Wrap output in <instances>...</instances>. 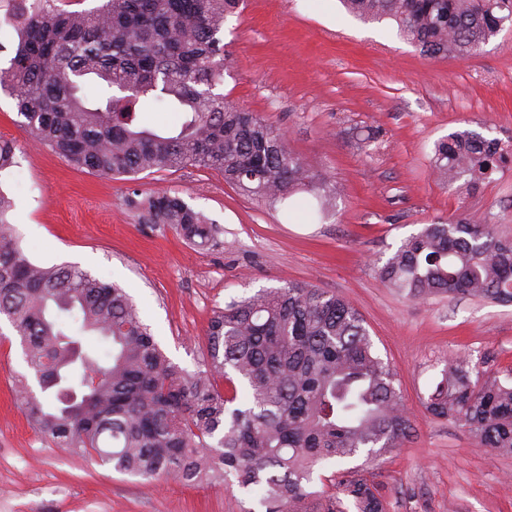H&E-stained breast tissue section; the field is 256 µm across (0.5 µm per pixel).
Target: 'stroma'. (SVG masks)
I'll list each match as a JSON object with an SVG mask.
<instances>
[{"label":"stroma","instance_id":"obj_1","mask_svg":"<svg viewBox=\"0 0 512 512\" xmlns=\"http://www.w3.org/2000/svg\"><path fill=\"white\" fill-rule=\"evenodd\" d=\"M231 67L224 93L281 133L289 150L342 184L329 219L244 195L198 166L138 176L77 169L30 139L0 94V138L16 166L0 173L26 254L72 265L125 288L169 359L205 370L206 330L231 300L286 281L347 299L397 374L413 431L371 479L386 512H512V455L477 447L423 406L451 355L493 354L512 368V304L468 297L408 300L378 277L400 243L460 214L512 237V163L477 187L438 181L430 159L449 132L480 122L512 153V25L476 55L428 58L394 22H365L339 0H244L224 24ZM375 140L363 145L361 133ZM176 195L219 230L201 250L135 203ZM19 339L0 321V512H253L256 498L227 485L150 482L45 441L15 404L24 372Z\"/></svg>","mask_w":512,"mask_h":512}]
</instances>
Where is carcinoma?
<instances>
[{"label": "carcinoma", "instance_id": "cac0c4a2", "mask_svg": "<svg viewBox=\"0 0 512 512\" xmlns=\"http://www.w3.org/2000/svg\"><path fill=\"white\" fill-rule=\"evenodd\" d=\"M365 20H392L431 57L463 58L496 37L512 0H341ZM241 0H101L72 12L56 0H0V25L17 41L0 67V92L22 127L78 168L136 176L202 166L271 203L300 193L326 218L339 194L317 166L286 147L257 114L218 91L220 34ZM171 112L167 129L146 115ZM498 142L470 131L439 139L436 176L472 187L504 160ZM15 146L0 139V172ZM0 193V318L11 324L27 373L17 406L42 436L123 475L224 484L259 497L264 512H386L366 466L411 436L395 372L377 353L360 313L343 297L288 281L232 300L208 326V369L173 363L130 295L73 266H44L23 251ZM149 224L190 243L218 245L217 230L171 195L143 203ZM378 277L412 301L463 296L512 303V239L472 216L427 224L403 240ZM112 342L102 360L80 335ZM457 355L424 400L480 448L512 454V373L507 379ZM309 492L316 468L359 457Z\"/></svg>", "mask_w": 512, "mask_h": 512}]
</instances>
